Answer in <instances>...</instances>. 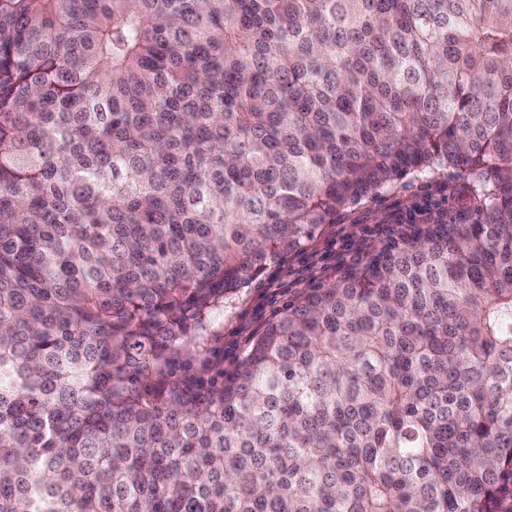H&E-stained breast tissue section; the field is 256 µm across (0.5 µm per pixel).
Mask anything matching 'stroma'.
<instances>
[{"label": "stroma", "mask_w": 512, "mask_h": 512, "mask_svg": "<svg viewBox=\"0 0 512 512\" xmlns=\"http://www.w3.org/2000/svg\"><path fill=\"white\" fill-rule=\"evenodd\" d=\"M470 180L455 169L414 172L366 195L332 223L321 226L303 250L272 263L263 276L250 282L224 307L215 324L217 348L224 351L225 368L240 360L253 336L273 314L307 289L335 281L339 256L369 255L388 238L393 224L408 222L418 209L436 202L455 209L469 193Z\"/></svg>", "instance_id": "obj_1"}]
</instances>
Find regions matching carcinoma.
I'll return each instance as SVG.
<instances>
[{
  "instance_id": "cac0c4a2",
  "label": "carcinoma",
  "mask_w": 512,
  "mask_h": 512,
  "mask_svg": "<svg viewBox=\"0 0 512 512\" xmlns=\"http://www.w3.org/2000/svg\"><path fill=\"white\" fill-rule=\"evenodd\" d=\"M448 167L224 370L226 300ZM0 512H512V0H0Z\"/></svg>"
}]
</instances>
